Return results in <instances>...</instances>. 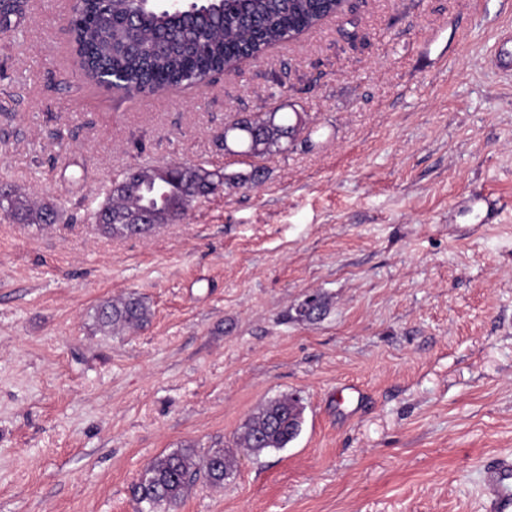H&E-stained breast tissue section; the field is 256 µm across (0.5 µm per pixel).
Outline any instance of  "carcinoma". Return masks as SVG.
Segmentation results:
<instances>
[{"label":"carcinoma","mask_w":512,"mask_h":512,"mask_svg":"<svg viewBox=\"0 0 512 512\" xmlns=\"http://www.w3.org/2000/svg\"><path fill=\"white\" fill-rule=\"evenodd\" d=\"M340 7L338 0H184L174 13L162 0H74L71 40L84 76L129 95H154L195 86L236 69L249 58L312 28ZM19 7L0 0V33L16 30ZM300 118L264 112L249 121L224 123V150L265 157L288 150ZM264 173H219L201 164H166L129 170L94 213L100 231L112 237L144 236L159 224L181 219L201 197L227 186L256 184ZM0 209L16 222L43 229L57 209L36 204L14 188L0 189ZM150 308L135 293L108 299L95 309L99 329L112 334L143 327ZM304 407L293 396L270 402L246 423L241 437L254 454L284 448L301 432ZM234 467L222 449L200 455L180 448L154 458L133 487L140 512H169L185 497L198 473L221 487Z\"/></svg>","instance_id":"1"}]
</instances>
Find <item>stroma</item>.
<instances>
[{"label":"stroma","mask_w":512,"mask_h":512,"mask_svg":"<svg viewBox=\"0 0 512 512\" xmlns=\"http://www.w3.org/2000/svg\"><path fill=\"white\" fill-rule=\"evenodd\" d=\"M71 5L27 0L0 35V185L61 214H0V512H137L147 464L188 446L235 470L174 512H484L483 470L512 453V0H348L133 98L83 77ZM277 109L302 118L287 151L225 152L227 120ZM174 162L266 178L100 233L114 182ZM130 293L150 323L99 331L97 305ZM285 394L300 435L246 452Z\"/></svg>","instance_id":"35a3bbf8"}]
</instances>
